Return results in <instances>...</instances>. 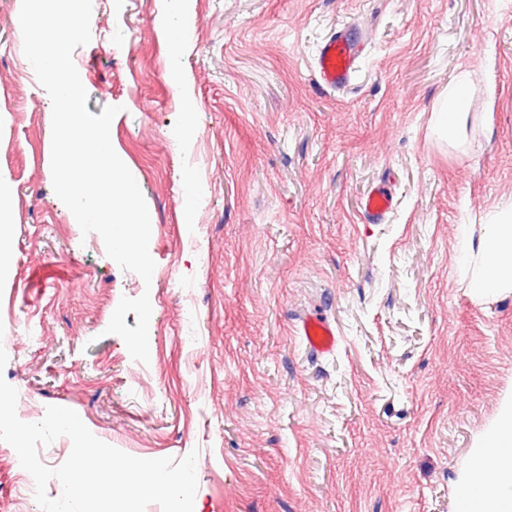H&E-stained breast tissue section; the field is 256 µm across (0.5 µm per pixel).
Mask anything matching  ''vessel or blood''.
Listing matches in <instances>:
<instances>
[{
    "mask_svg": "<svg viewBox=\"0 0 512 512\" xmlns=\"http://www.w3.org/2000/svg\"><path fill=\"white\" fill-rule=\"evenodd\" d=\"M361 46V36L346 26L338 27L325 37L318 45L312 63L317 83L333 91L349 86L359 62ZM392 205V194L377 185L366 194L361 212L367 223L378 224L386 218ZM296 331L307 349L318 355L333 352L338 343L335 327L320 314L301 318Z\"/></svg>",
    "mask_w": 512,
    "mask_h": 512,
    "instance_id": "1",
    "label": "vessel or blood"
}]
</instances>
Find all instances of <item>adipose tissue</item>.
I'll return each instance as SVG.
<instances>
[{"instance_id":"adipose-tissue-1","label":"adipose tissue","mask_w":512,"mask_h":512,"mask_svg":"<svg viewBox=\"0 0 512 512\" xmlns=\"http://www.w3.org/2000/svg\"><path fill=\"white\" fill-rule=\"evenodd\" d=\"M469 84L460 71L440 106V132L456 142L466 123L463 99ZM482 264L469 286L475 293L495 295L512 290V199L499 202L490 224L484 225L472 246ZM479 451L460 485L474 512H512V402L478 443Z\"/></svg>"}]
</instances>
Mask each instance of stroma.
<instances>
[{"mask_svg":"<svg viewBox=\"0 0 512 512\" xmlns=\"http://www.w3.org/2000/svg\"><path fill=\"white\" fill-rule=\"evenodd\" d=\"M0 0V376L17 415L75 411L132 456L198 451L195 512H458L475 444L512 401V291L466 281L463 224L512 198V0H92L73 61L147 203L150 282L83 234L53 190L52 105ZM367 42L352 83L311 60L336 26ZM186 27L171 81L165 27ZM466 142L434 133L459 71ZM385 184L394 207L365 223ZM149 295V361L106 328ZM320 312L335 353L295 324ZM0 442V512H40ZM393 205V196L380 185L374 186L364 197L361 212L369 224H380Z\"/></svg>","mask_w":512,"mask_h":512,"instance_id":"35a3bbf8","label":"stroma"}]
</instances>
